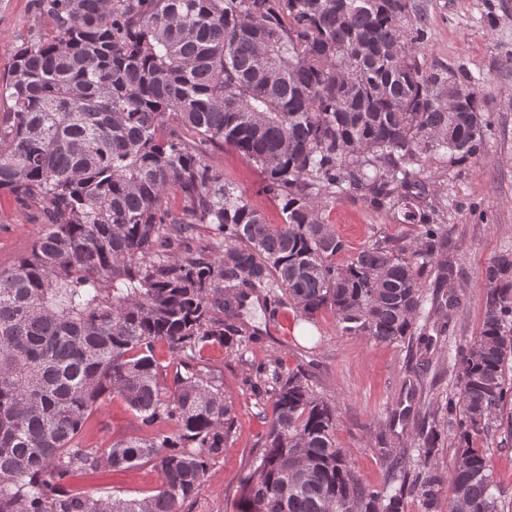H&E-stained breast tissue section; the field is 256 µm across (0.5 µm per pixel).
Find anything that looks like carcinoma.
Masks as SVG:
<instances>
[{"label":"carcinoma","instance_id":"obj_1","mask_svg":"<svg viewBox=\"0 0 512 512\" xmlns=\"http://www.w3.org/2000/svg\"><path fill=\"white\" fill-rule=\"evenodd\" d=\"M410 0H34L29 37L0 78V194L46 204L29 252L0 269V512H179L232 436L236 411L202 364L242 335L224 314L255 296L341 332L417 350L447 345L446 229L424 203V165L478 158L491 127L468 79L420 61L427 23ZM230 146L260 169L270 224L210 161ZM181 202L172 207L170 194ZM363 197L415 246L346 245L324 210ZM478 336L458 350L441 429L425 410L416 457L388 448L391 484L356 477L336 447V407L300 368L254 367L272 414L240 512H501L491 460L474 447L512 399V254L486 268ZM432 329L435 335L425 333ZM167 344L168 365L155 357ZM174 369L173 384L160 377ZM144 434L81 441L104 396ZM163 423L173 425L168 431ZM455 447L448 476L440 442ZM153 464L155 493L98 495L76 476ZM448 484V499L441 497Z\"/></svg>","mask_w":512,"mask_h":512}]
</instances>
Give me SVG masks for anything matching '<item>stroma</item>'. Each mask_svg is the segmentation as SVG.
Segmentation results:
<instances>
[{
  "mask_svg": "<svg viewBox=\"0 0 512 512\" xmlns=\"http://www.w3.org/2000/svg\"><path fill=\"white\" fill-rule=\"evenodd\" d=\"M411 3L427 18L422 51L426 64L467 73L492 121L477 161L458 167L435 164L423 173L429 185L427 201L436 206L439 223L448 229V253L456 265L454 276L441 286L425 284L426 291L437 288L456 300L447 348L433 354L429 368L423 369L406 343L345 335L331 313L306 320L284 308L272 322L266 307L247 305L241 313L247 331L242 345L231 349L216 344L204 354L233 402L236 430L228 448L213 457L199 491L182 503L179 512H238L240 479L262 452L261 437L271 415L269 397L255 395L247 382L253 364L304 368L314 391L336 407L337 445L361 482L376 487L385 484L388 474L382 449L405 444L426 406L444 403L454 389L456 350L477 336L482 324L483 273L503 250L512 249V0ZM32 10V0H0V76L7 74L16 45L28 35ZM211 160L269 223H280V205L265 190L253 164L229 146L214 149ZM327 222L352 251L377 238L406 244L419 234L418 226L399 223L392 213L375 210L358 197L333 204ZM44 224L42 204L0 195V269L31 249ZM141 433L125 402L110 396L89 417L81 439L102 448ZM477 446L493 463L504 512H512V439L494 426ZM159 484L149 463L75 482L88 491L127 497L151 495Z\"/></svg>",
  "mask_w": 512,
  "mask_h": 512,
  "instance_id": "1",
  "label": "stroma"
}]
</instances>
